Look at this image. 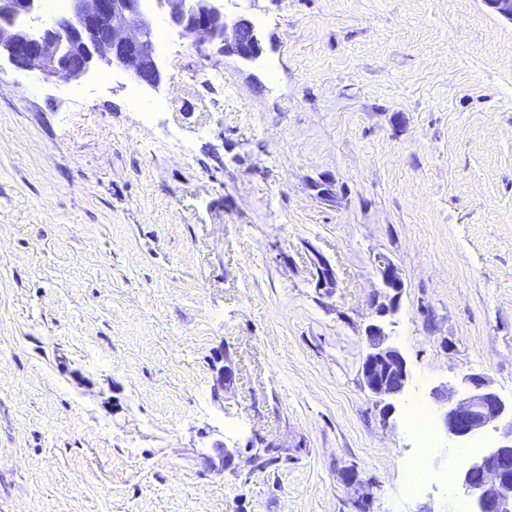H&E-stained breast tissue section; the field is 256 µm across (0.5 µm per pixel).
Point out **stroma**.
I'll return each instance as SVG.
<instances>
[{
	"label": "stroma",
	"instance_id": "35a3bbf8",
	"mask_svg": "<svg viewBox=\"0 0 512 512\" xmlns=\"http://www.w3.org/2000/svg\"><path fill=\"white\" fill-rule=\"evenodd\" d=\"M226 10L263 58L176 41L136 103L107 67L0 62V512H455L446 434L407 490L405 416L464 373L512 396V22L484 0ZM381 255L413 377L388 404L360 380ZM256 439L280 462L221 467Z\"/></svg>",
	"mask_w": 512,
	"mask_h": 512
}]
</instances>
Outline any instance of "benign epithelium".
Returning a JSON list of instances; mask_svg holds the SVG:
<instances>
[{
  "label": "benign epithelium",
  "mask_w": 512,
  "mask_h": 512,
  "mask_svg": "<svg viewBox=\"0 0 512 512\" xmlns=\"http://www.w3.org/2000/svg\"><path fill=\"white\" fill-rule=\"evenodd\" d=\"M180 37H192L244 62L265 51L260 30L245 17L230 18L224 0H69L67 13L46 18L42 0H0V53L22 70L75 82L100 65L126 74L147 91L159 89L165 68L151 36L156 19ZM383 288L392 292L365 328L367 352L360 376L364 389L384 401L402 395L411 372L402 351L388 342L385 317L398 311L404 288L398 267L377 257ZM317 287L336 286L335 274L318 261ZM431 397L444 406L440 418L454 448L492 432L496 443L468 455L457 468V486L472 499L473 512H512V399L503 398L483 375L465 373L456 386L442 385ZM256 468L239 448H224V469Z\"/></svg>",
  "instance_id": "1"
}]
</instances>
